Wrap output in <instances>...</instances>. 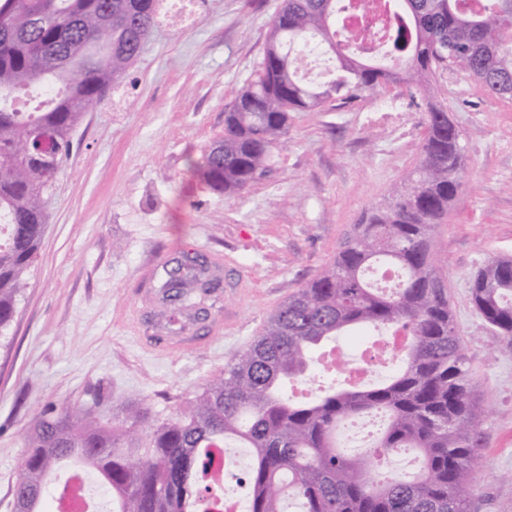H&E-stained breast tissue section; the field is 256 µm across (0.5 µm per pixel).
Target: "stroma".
Listing matches in <instances>:
<instances>
[{
  "label": "stroma",
  "mask_w": 512,
  "mask_h": 512,
  "mask_svg": "<svg viewBox=\"0 0 512 512\" xmlns=\"http://www.w3.org/2000/svg\"><path fill=\"white\" fill-rule=\"evenodd\" d=\"M282 3L195 0L191 26L154 27L133 86L90 108L74 132L28 286L0 334V512H12L28 433L46 403L106 422L134 400L161 422L223 373L326 268L362 214L403 184L420 160L432 102L466 148L436 239L488 412L472 512H512V339L470 302L472 273L512 257V100L440 68L425 88L390 84L294 112L266 178L233 197L213 192L187 164L223 136L224 113L252 79ZM183 251L244 284L224 288L206 321L184 327L195 344L174 349L158 293L164 266Z\"/></svg>",
  "instance_id": "stroma-1"
}]
</instances>
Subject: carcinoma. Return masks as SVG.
<instances>
[{
	"instance_id": "1",
	"label": "carcinoma",
	"mask_w": 512,
	"mask_h": 512,
	"mask_svg": "<svg viewBox=\"0 0 512 512\" xmlns=\"http://www.w3.org/2000/svg\"><path fill=\"white\" fill-rule=\"evenodd\" d=\"M163 0H0V332L16 314L43 235L50 190L88 108L119 85L141 53L139 36L162 15ZM394 34L380 52L393 65L365 63L370 52L339 26L369 0H284L274 16L255 78L224 113V138L192 163L227 197L265 177L289 113L327 100L349 102L389 83L418 85L439 67L464 72L491 94L512 99V0H392ZM324 42L338 61L324 88L299 77L306 48ZM62 88L39 112L14 108L17 91ZM50 136L54 164L34 151ZM462 135L448 111L429 104L419 165L385 205L371 207L315 279L269 317L262 334L175 417L159 424L140 406L112 410L103 424L86 410L46 405L34 418L13 494L15 512H42L48 479L74 464L112 493V512H194L210 493L203 482L213 449L233 441L249 450L248 512H471L470 490L486 414L476 396L433 237L455 201L464 161ZM199 255L166 273L176 290L166 311L184 326L204 306ZM398 274L385 290L377 270ZM473 308L512 337V258L498 257L470 280ZM394 328L409 335L382 380L344 381L309 397L306 381L325 343ZM380 417L382 428L357 455L339 451L336 427ZM148 431V443L142 432ZM401 450L421 469L411 479L380 469Z\"/></svg>"
}]
</instances>
